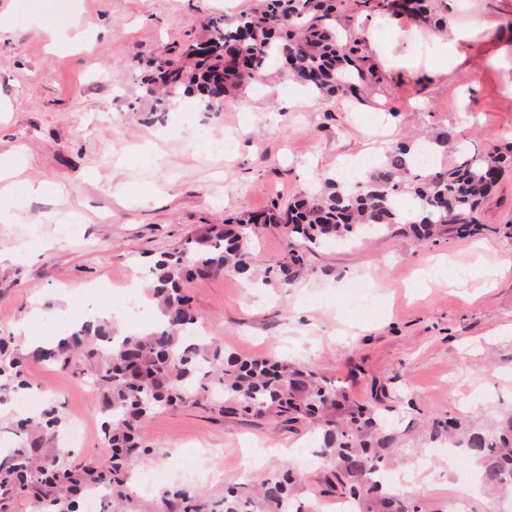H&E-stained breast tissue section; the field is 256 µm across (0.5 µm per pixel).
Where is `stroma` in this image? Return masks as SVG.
I'll return each mask as SVG.
<instances>
[{
  "label": "stroma",
  "mask_w": 512,
  "mask_h": 512,
  "mask_svg": "<svg viewBox=\"0 0 512 512\" xmlns=\"http://www.w3.org/2000/svg\"><path fill=\"white\" fill-rule=\"evenodd\" d=\"M441 22L339 12L336 27L364 29L380 64L406 50L414 73H381L362 100L305 101L285 80L255 85L197 111L183 98L166 113L145 92V63L234 16L256 0H0V159L21 158L0 224V336L21 348L62 335L66 321L119 313L125 282L145 284L152 258L208 224L285 204L386 146L453 132L469 152L512 145V91L486 66L477 38L468 68L430 78L433 38L467 19L512 31V0H427ZM234 133L230 153L214 142ZM77 211L74 228L58 218ZM487 229L417 243L384 233L366 242L304 252L309 274L293 286H254L236 274L186 285L204 334L241 355H278L316 367L357 403L382 393L383 423L396 435V487L427 483L423 512H512V496L484 493L465 443L512 414V168L480 208ZM366 282L369 307L351 287ZM71 292L67 307L54 300ZM40 315H32L34 304ZM26 324V335L17 327ZM27 378L81 429L73 461L108 449L100 397L88 374L40 362ZM454 417V435L434 433ZM145 441L163 485L257 486L298 446L319 451L309 427L218 415L187 405L154 415ZM298 468L311 512H342L324 494L325 465Z\"/></svg>",
  "instance_id": "1"
}]
</instances>
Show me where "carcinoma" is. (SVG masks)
<instances>
[{
  "label": "carcinoma",
  "mask_w": 512,
  "mask_h": 512,
  "mask_svg": "<svg viewBox=\"0 0 512 512\" xmlns=\"http://www.w3.org/2000/svg\"><path fill=\"white\" fill-rule=\"evenodd\" d=\"M345 0H259L248 12L214 18L202 41L185 44L179 58L170 56L152 67L146 93L157 109L169 111L192 97L200 112H217L224 99L257 82L288 78L309 87L318 100L354 96L373 80L358 54L359 38L336 31L333 20ZM430 19L426 0L386 3ZM450 134L434 144L396 145L380 164L352 186L343 178L325 180V190L284 210L243 216L233 224H213L187 236L174 251L152 258L147 294L155 322L117 337L111 321L95 317L73 327L68 337L49 348L21 350L0 337V403L31 388L28 361L69 367L81 355L95 368L94 386L101 397L102 431L111 450L103 463H73L61 450L67 419L61 407L44 402L34 415L16 424V445L0 459V512L18 495L32 498L41 512H79L91 488H104L122 506L137 512L131 488L132 464L153 456L143 430L159 410L183 405L211 406L221 413L241 412L256 418L277 417L308 423L323 434L321 455L331 475L348 494L350 512H405L399 495L375 473L387 469L386 451L393 440L379 432V408L343 407L345 398L332 382L311 368L286 360L224 353L214 338L191 343L197 315L184 292L190 277L234 272L245 276L264 269L265 278L289 287L307 275L295 246L262 266L253 249L258 223L281 224L288 236L307 247L329 240H354L365 230L388 231L396 224L425 241L448 227L470 235L483 229L477 208L512 154L484 157L463 152L452 165L420 168L417 152L447 146ZM403 194L415 205L404 214ZM482 467V482L493 492L512 489V415L499 432H475L467 443ZM296 478L288 469L270 475L254 492L232 487L221 499L222 512H302L296 502ZM158 498L164 512H214L217 503L181 485L163 487Z\"/></svg>",
  "instance_id": "obj_1"
}]
</instances>
